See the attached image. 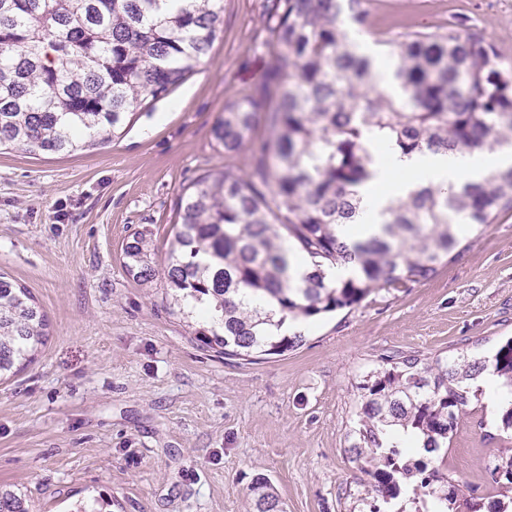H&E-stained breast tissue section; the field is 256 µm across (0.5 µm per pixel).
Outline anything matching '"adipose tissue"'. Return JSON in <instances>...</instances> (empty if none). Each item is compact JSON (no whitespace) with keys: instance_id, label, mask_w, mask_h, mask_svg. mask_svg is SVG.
Instances as JSON below:
<instances>
[{"instance_id":"ef3b65f1","label":"adipose tissue","mask_w":512,"mask_h":512,"mask_svg":"<svg viewBox=\"0 0 512 512\" xmlns=\"http://www.w3.org/2000/svg\"><path fill=\"white\" fill-rule=\"evenodd\" d=\"M385 162L377 167L374 184L360 186L361 210L355 227H344L340 235L345 241L376 234L384 219L385 209L397 198L408 196L423 185H454L477 182L491 170L512 167V147L471 152L416 154L410 157L385 152Z\"/></svg>"}]
</instances>
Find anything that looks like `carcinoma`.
<instances>
[{
  "instance_id": "1",
  "label": "carcinoma",
  "mask_w": 512,
  "mask_h": 512,
  "mask_svg": "<svg viewBox=\"0 0 512 512\" xmlns=\"http://www.w3.org/2000/svg\"><path fill=\"white\" fill-rule=\"evenodd\" d=\"M222 0H0V147L70 154L122 128L133 111L167 95L217 39ZM368 0H273L266 28L274 63L256 91L224 105L212 129L230 156L248 146L247 169L199 175L179 200L176 248L163 270L171 312L185 319L209 304V333L197 338L226 359L281 356L303 343L282 334L290 319L351 307L376 288H410L457 257L467 233L482 234L512 211V167L457 189L421 186L389 209L380 233L348 245L357 187L374 174L367 147L379 139L404 155L512 145V65L482 36L453 24L414 30L387 43L393 92L376 88L373 60L352 34L369 25ZM53 51L44 61L43 50ZM270 136L252 140L258 113ZM154 247L137 232L124 247L133 280L153 281ZM308 270L289 275L290 253ZM357 269L335 281L331 271ZM46 320L28 289L0 273V377L43 342ZM485 371L509 398L497 427L512 433V337L491 358L460 352L431 360L396 354L365 375L349 452L386 504L409 489L397 512H507L512 448L487 464L499 497L459 498V483L431 458L450 447L467 409L482 402ZM411 430L422 450L391 434ZM257 512H284L263 478ZM0 512H29L0 489Z\"/></svg>"
}]
</instances>
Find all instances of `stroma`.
<instances>
[{"label": "stroma", "instance_id": "35a3bbf8", "mask_svg": "<svg viewBox=\"0 0 512 512\" xmlns=\"http://www.w3.org/2000/svg\"><path fill=\"white\" fill-rule=\"evenodd\" d=\"M222 4L196 71L116 137L70 155L0 150V272L47 320L32 362L0 381V485L30 512H254L259 477L285 512H367L370 478L348 451L357 383L387 355L483 357L512 336L511 212L434 278L373 291L313 321L301 348L253 363L203 349L163 279L125 273L140 230L167 264L198 175L248 164L212 127L273 62L271 0ZM369 12L370 39L462 20L512 62V0H370ZM506 443L489 408L463 417L448 450L462 491L490 483L487 451Z\"/></svg>", "mask_w": 512, "mask_h": 512}]
</instances>
